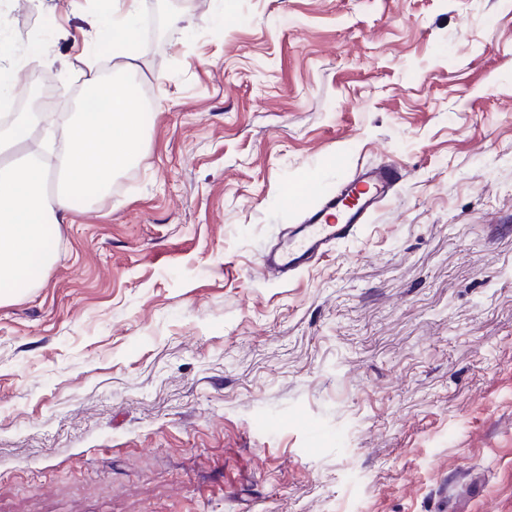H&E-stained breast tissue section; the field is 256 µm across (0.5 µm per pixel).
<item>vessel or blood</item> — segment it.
<instances>
[{
	"instance_id": "vessel-or-blood-1",
	"label": "vessel or blood",
	"mask_w": 512,
	"mask_h": 512,
	"mask_svg": "<svg viewBox=\"0 0 512 512\" xmlns=\"http://www.w3.org/2000/svg\"><path fill=\"white\" fill-rule=\"evenodd\" d=\"M403 179L392 163L360 165L336 191L314 206L301 207V223L283 227L261 257L265 274L288 281L352 236L396 191Z\"/></svg>"
}]
</instances>
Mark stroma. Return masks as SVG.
I'll list each match as a JSON object with an SVG mask.
<instances>
[{
	"label": "stroma",
	"instance_id": "35a3bbf8",
	"mask_svg": "<svg viewBox=\"0 0 512 512\" xmlns=\"http://www.w3.org/2000/svg\"><path fill=\"white\" fill-rule=\"evenodd\" d=\"M141 157L0 302V512H512V0H139ZM95 0H0L60 107ZM405 176L293 281L299 197Z\"/></svg>",
	"mask_w": 512,
	"mask_h": 512
}]
</instances>
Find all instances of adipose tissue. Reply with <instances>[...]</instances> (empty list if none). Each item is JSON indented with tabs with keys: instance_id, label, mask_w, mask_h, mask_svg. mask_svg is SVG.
Segmentation results:
<instances>
[{
	"instance_id": "1",
	"label": "adipose tissue",
	"mask_w": 512,
	"mask_h": 512,
	"mask_svg": "<svg viewBox=\"0 0 512 512\" xmlns=\"http://www.w3.org/2000/svg\"><path fill=\"white\" fill-rule=\"evenodd\" d=\"M119 70L122 80L108 84L89 73L87 91L104 109L78 111L69 121L55 193L45 192L51 174L38 163L36 147L25 146L24 162L0 166V299L47 271L55 257V229L65 214L106 193L113 174L140 157L142 114L132 104L129 66Z\"/></svg>"
}]
</instances>
